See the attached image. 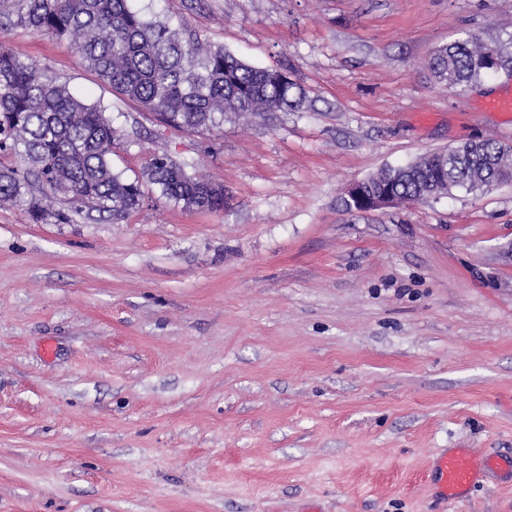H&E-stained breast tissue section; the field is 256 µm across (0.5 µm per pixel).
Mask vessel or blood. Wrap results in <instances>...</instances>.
<instances>
[{"label":"vessel or blood","instance_id":"vessel-or-blood-1","mask_svg":"<svg viewBox=\"0 0 512 512\" xmlns=\"http://www.w3.org/2000/svg\"><path fill=\"white\" fill-rule=\"evenodd\" d=\"M498 458L482 457L469 450L445 453L435 458L432 473L440 496L458 500L473 484L480 469L497 467Z\"/></svg>","mask_w":512,"mask_h":512}]
</instances>
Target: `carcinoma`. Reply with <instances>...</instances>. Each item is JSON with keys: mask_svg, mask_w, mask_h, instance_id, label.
I'll list each match as a JSON object with an SVG mask.
<instances>
[{"mask_svg": "<svg viewBox=\"0 0 512 512\" xmlns=\"http://www.w3.org/2000/svg\"><path fill=\"white\" fill-rule=\"evenodd\" d=\"M69 37L84 63L139 103L165 126L186 133L220 127L228 112L270 115L301 105L303 95L282 72L247 64L224 49L183 40L162 20L145 18L131 0H0V28ZM512 71V36L478 34L436 50L424 67L462 91L496 67ZM107 107L74 96L68 83L0 44V201L26 207L36 224H67L70 213H106L119 224L138 209L143 185L188 209H224V187L187 174L167 155H156L142 177L112 168L115 130ZM512 180V149L479 140L448 155L441 151L368 177V196L387 190L409 201L449 189L484 191ZM68 210L58 209L59 203Z\"/></svg>", "mask_w": 512, "mask_h": 512, "instance_id": "carcinoma-1", "label": "carcinoma"}]
</instances>
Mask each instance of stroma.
Wrapping results in <instances>:
<instances>
[{
    "label": "stroma",
    "mask_w": 512,
    "mask_h": 512,
    "mask_svg": "<svg viewBox=\"0 0 512 512\" xmlns=\"http://www.w3.org/2000/svg\"><path fill=\"white\" fill-rule=\"evenodd\" d=\"M304 93L276 117L159 127L70 39L0 43L103 102L112 166L165 154L219 212L146 186L120 224L0 205V512H512V475L455 503L428 471L512 458V183L346 211L350 183L469 140L506 72L465 92L424 68L512 0H137Z\"/></svg>",
    "instance_id": "stroma-1"
}]
</instances>
